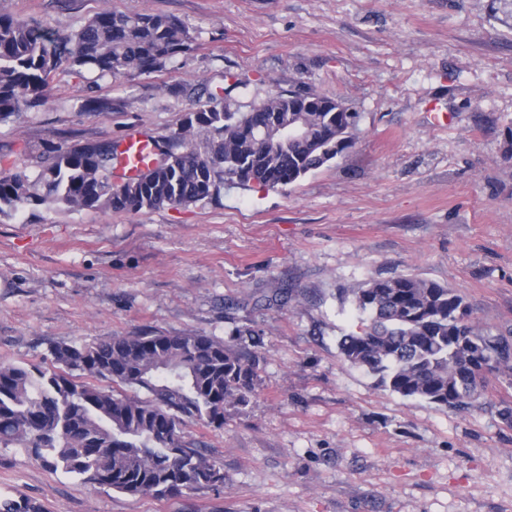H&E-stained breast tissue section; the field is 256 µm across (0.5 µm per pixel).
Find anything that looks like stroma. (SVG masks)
Masks as SVG:
<instances>
[{"mask_svg": "<svg viewBox=\"0 0 512 512\" xmlns=\"http://www.w3.org/2000/svg\"><path fill=\"white\" fill-rule=\"evenodd\" d=\"M105 7L176 16L193 48L150 75L57 73L39 107L0 121V155L29 176L49 146L170 137L194 106L185 84L227 73L243 83L231 109L303 83L358 112L359 139L281 190L0 214V363L47 367L55 344L150 329L226 340L250 327L264 356L223 428H184L223 463V488L132 496L11 446L0 499L42 512H512V424L498 414L511 384L488 379L451 412L338 354L356 324L338 288L399 273L512 329V19L497 0H0L64 33Z\"/></svg>", "mask_w": 512, "mask_h": 512, "instance_id": "stroma-1", "label": "stroma"}]
</instances>
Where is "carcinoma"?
Returning <instances> with one entry per match:
<instances>
[{"label": "carcinoma", "instance_id": "obj_1", "mask_svg": "<svg viewBox=\"0 0 512 512\" xmlns=\"http://www.w3.org/2000/svg\"><path fill=\"white\" fill-rule=\"evenodd\" d=\"M189 28L164 13L104 8L63 33L36 19L0 11V120L44 100L62 68L82 78L161 72L191 49ZM202 80L196 107L167 139H154L151 166L120 177V144L93 140L41 152L35 179L0 155V214L52 202L69 209L138 212L211 200L224 184L283 189L356 143L358 113L336 111V99L291 88L248 112H228L221 94L243 87ZM311 102L310 136L263 137L288 104ZM360 313L338 342L339 356L403 397L461 411L492 376L512 385V333H493L472 317L456 290L412 274L339 289ZM53 366L0 363V445H19L56 472L130 495L170 498L173 490H217L224 466L184 439L191 422L224 426V407L246 406L260 362L199 332L148 330L50 350ZM0 512H41L26 500H0Z\"/></svg>", "mask_w": 512, "mask_h": 512}]
</instances>
